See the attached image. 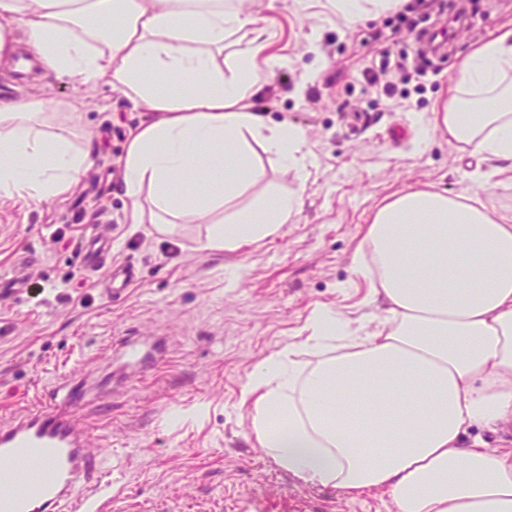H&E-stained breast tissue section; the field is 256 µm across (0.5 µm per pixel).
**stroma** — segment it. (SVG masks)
<instances>
[{
	"label": "stroma",
	"mask_w": 512,
	"mask_h": 512,
	"mask_svg": "<svg viewBox=\"0 0 512 512\" xmlns=\"http://www.w3.org/2000/svg\"><path fill=\"white\" fill-rule=\"evenodd\" d=\"M441 3L427 27L449 36L434 54L392 10L353 20L328 0H253L280 59L255 103L269 122L305 130L314 165L301 182L261 155L265 179L234 207L269 189L300 195L301 206L277 235L234 252L200 250L202 222L171 236L129 223L123 162L144 112L102 83L37 70L22 85L1 72V100L76 105L73 142L89 147L91 164L53 200L0 198V278L24 276L23 287H0V425L53 382L85 376L105 391L74 416L112 484L110 512H389L381 494L353 500L279 468L251 439L240 394L259 362L303 339L314 308L372 314L351 259L389 194L430 185L512 215V171L494 173L437 133L414 139L456 85L461 58L512 27V0ZM386 53L407 55L410 73L389 96L362 77ZM122 266L139 276L115 296L108 274ZM133 337L165 345L139 373L116 355Z\"/></svg>",
	"instance_id": "obj_1"
}]
</instances>
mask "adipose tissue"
Instances as JSON below:
<instances>
[{
	"label": "adipose tissue",
	"instance_id": "adipose-tissue-1",
	"mask_svg": "<svg viewBox=\"0 0 512 512\" xmlns=\"http://www.w3.org/2000/svg\"><path fill=\"white\" fill-rule=\"evenodd\" d=\"M17 26L38 63L151 112L126 151L131 223L204 220L201 250L235 251L297 214L299 197L275 192L227 208L264 176L255 148L287 169L310 157L304 130L250 103L276 65L260 14L238 0H0V62L17 53ZM240 31L248 39L225 69L224 41ZM459 72L470 95L445 99L434 130L512 166V28ZM58 119L77 126L72 102L0 101V197L48 201L77 181L90 153L51 133ZM352 268L378 321L313 310L301 344L242 388L251 435L305 483L380 490L394 512H512V448L465 437L512 423V217L409 186L374 210ZM300 346L313 362L296 361Z\"/></svg>",
	"mask_w": 512,
	"mask_h": 512
}]
</instances>
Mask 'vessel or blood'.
Returning <instances> with one entry per match:
<instances>
[{"label": "vessel or blood", "mask_w": 512, "mask_h": 512, "mask_svg": "<svg viewBox=\"0 0 512 512\" xmlns=\"http://www.w3.org/2000/svg\"><path fill=\"white\" fill-rule=\"evenodd\" d=\"M86 393L72 380L41 393L38 407L0 427V512H105L112 487L94 481L100 461L72 420Z\"/></svg>", "instance_id": "b4317fda"}]
</instances>
